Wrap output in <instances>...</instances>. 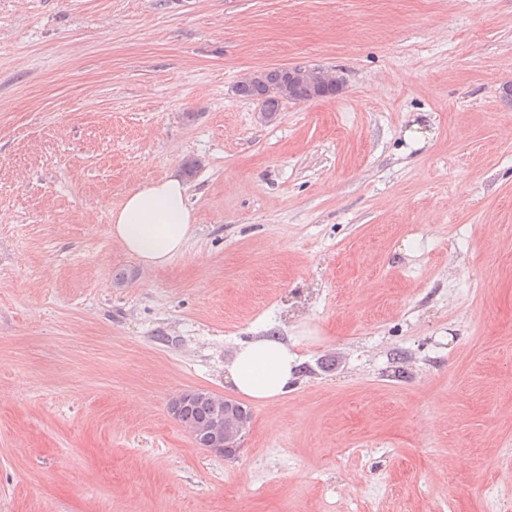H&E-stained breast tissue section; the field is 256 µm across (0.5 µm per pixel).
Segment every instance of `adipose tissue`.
<instances>
[{"instance_id": "adipose-tissue-1", "label": "adipose tissue", "mask_w": 512, "mask_h": 512, "mask_svg": "<svg viewBox=\"0 0 512 512\" xmlns=\"http://www.w3.org/2000/svg\"><path fill=\"white\" fill-rule=\"evenodd\" d=\"M194 222L188 187L172 174L134 187L112 213L111 234L142 267L156 269L186 252ZM297 366L287 342L265 336L239 346L224 378L239 394L269 403L293 390Z\"/></svg>"}]
</instances>
